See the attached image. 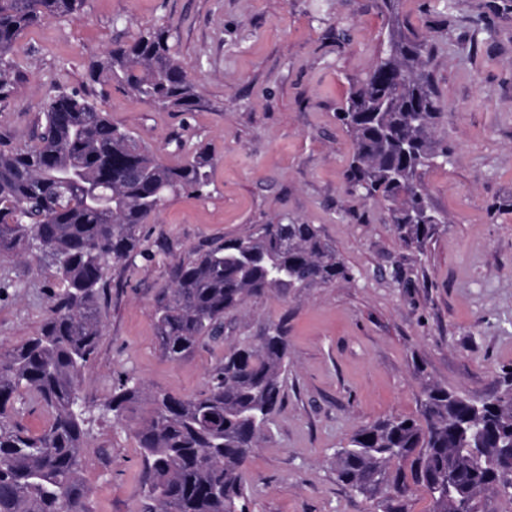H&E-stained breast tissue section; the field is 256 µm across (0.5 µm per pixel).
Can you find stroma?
I'll return each instance as SVG.
<instances>
[{"label":"stroma","instance_id":"1","mask_svg":"<svg viewBox=\"0 0 512 512\" xmlns=\"http://www.w3.org/2000/svg\"><path fill=\"white\" fill-rule=\"evenodd\" d=\"M395 22L433 44L435 138L453 150L451 164L421 176L447 222L420 249L400 242L383 204L347 193L353 143L336 117ZM159 25L195 85L194 111L86 79L91 55ZM12 58L22 81L0 102L2 145L31 144L49 99L68 89L96 99L168 165L198 147L211 157L203 196H168L142 228L144 255L109 267L104 334L81 397L97 407L128 373L193 396L225 351L286 321L284 404L243 470L254 512H372L337 480L336 448L360 425L418 417L423 379L483 399L512 370V0H398L392 15L380 0H89L30 27ZM283 219L317 225L354 280L247 298L226 316L222 341L168 360L154 307L172 265ZM0 281L10 284L0 344L37 335L55 285L44 261L2 256ZM145 412L90 424L81 468L90 512H142L133 429Z\"/></svg>","mask_w":512,"mask_h":512}]
</instances>
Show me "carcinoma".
I'll list each match as a JSON object with an SVG mask.
<instances>
[{
	"mask_svg": "<svg viewBox=\"0 0 512 512\" xmlns=\"http://www.w3.org/2000/svg\"><path fill=\"white\" fill-rule=\"evenodd\" d=\"M86 4L0 0L1 101L18 82L10 57L17 39ZM170 38L163 26L139 32L89 59L88 81L115 82L158 108L194 110L198 95ZM431 51L428 40L392 29L337 113L354 143L347 192L389 203L400 241L419 249L445 223L426 201L421 174L451 161L448 145L433 140L441 106L424 70ZM37 129L32 144L0 148V254L48 259L63 288L37 335L0 348V512H89L80 473L91 416L80 389L103 334L108 267L144 254L142 224L168 195L204 194L212 161L197 151L179 166L164 164L78 91L57 92ZM353 279L316 225L259 224L172 266V285L155 311L159 346L179 361L221 340L224 315L250 296ZM287 366V329L278 322L224 353L193 397L148 392L125 375L99 412L119 421L132 405H148L135 430L145 512H252L242 468L282 407ZM423 394L419 419L360 426L334 453L337 479L378 512H407L416 487L429 495L430 512H481L485 493L512 502V373L480 401L430 382ZM24 395L50 415L38 433L19 420Z\"/></svg>",
	"mask_w": 512,
	"mask_h": 512,
	"instance_id": "1",
	"label": "carcinoma"
}]
</instances>
